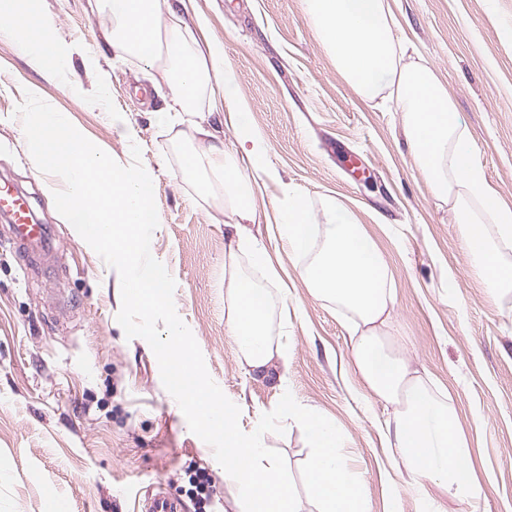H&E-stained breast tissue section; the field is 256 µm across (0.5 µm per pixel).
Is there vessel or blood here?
<instances>
[{
	"label": "vessel or blood",
	"mask_w": 512,
	"mask_h": 512,
	"mask_svg": "<svg viewBox=\"0 0 512 512\" xmlns=\"http://www.w3.org/2000/svg\"><path fill=\"white\" fill-rule=\"evenodd\" d=\"M0 217L9 223L21 253L49 248L48 227L36 221L28 198L4 181H0ZM137 512H186V506L181 498L158 489L139 499Z\"/></svg>",
	"instance_id": "b4317fda"
}]
</instances>
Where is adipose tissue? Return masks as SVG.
I'll return each instance as SVG.
<instances>
[{
  "mask_svg": "<svg viewBox=\"0 0 512 512\" xmlns=\"http://www.w3.org/2000/svg\"><path fill=\"white\" fill-rule=\"evenodd\" d=\"M26 0H0V38L13 43L35 71L64 79L78 44L59 41L55 22L40 16L37 32L19 25ZM97 11L112 16L106 35L115 53L153 63L158 38L167 35L171 61L165 78L172 96L153 114L165 129L182 124L196 96L213 84L224 87V106L237 128L244 150L229 155L215 139L187 160L204 193L223 198L234 217V238L227 258L251 251L259 266L265 252L247 237L245 223H257L255 188L275 180L266 161V145L246 120L247 106L235 100V77L218 44L190 47L181 32L182 19L172 0H94ZM321 42L337 70L366 99L387 95L404 115V134L417 167L433 194L452 204L463 226L461 245L476 262L493 295L512 293V264L501 263L498 247L512 246V209L503 207L476 161L471 142L442 85L424 64L415 62V48L392 33L386 0H305ZM492 218L479 222L474 206ZM277 228L289 250L303 258L300 278L311 293L350 315L354 371L379 400L392 406L386 423L390 448L404 465L413 486L433 484L449 496L465 500L482 491L472 463L471 443L448 400L439 398L428 380L393 349L389 327L396 286L374 240L335 198L312 208L300 195L289 196L278 212ZM229 331L249 373L284 381L279 366L281 343L270 331L276 298L250 278L231 276L226 289Z\"/></svg>",
  "mask_w": 512,
  "mask_h": 512,
  "instance_id": "obj_1",
  "label": "adipose tissue"
}]
</instances>
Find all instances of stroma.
<instances>
[{
    "instance_id": "1",
    "label": "stroma",
    "mask_w": 512,
    "mask_h": 512,
    "mask_svg": "<svg viewBox=\"0 0 512 512\" xmlns=\"http://www.w3.org/2000/svg\"><path fill=\"white\" fill-rule=\"evenodd\" d=\"M389 4L400 34L468 129L499 202L512 208V0ZM31 10L52 16L57 37L83 43L98 64L73 58L69 77L82 89L74 95L0 40V177L27 193L55 246L38 270H27L0 221V512H45L51 494L70 497L74 512H133L136 495L158 482L196 512L188 493L193 468L210 475L219 512H237L223 468L165 390L149 344L126 338L116 320L118 273L63 223L30 162L15 110L33 84L117 162L131 163V144L140 146L156 178L160 224L151 253L174 278L176 311L210 376L239 407L244 432L287 390L345 435L346 464L369 512H423L426 495L436 492L410 486L403 464L393 462L382 433L390 410L358 380L343 316L310 294L297 273L301 257L278 237L274 221L286 191L304 193L314 206L332 196L376 241L396 280L395 349L451 396L471 437L483 490L463 502L441 497L445 512H512V298L490 294L463 251L450 206L434 196L409 152L402 112L362 99L337 72L303 0H184L179 8L199 42L223 44L233 93L247 103L278 173L256 192L268 222L248 227L277 282L247 252L229 267V216L184 170L204 141L173 137L153 120L170 93L161 71L116 57L103 37L112 22L89 0H32ZM103 71L108 101L99 107L90 98ZM115 112L125 124L113 125ZM234 272L284 295L287 311L272 314L270 329L288 345L285 389L248 374L239 360L225 306ZM262 442L283 454L300 512H315L301 475L310 454L303 431L290 425Z\"/></svg>"
}]
</instances>
